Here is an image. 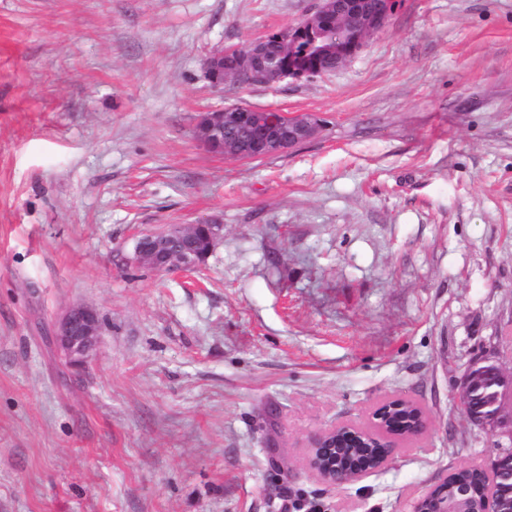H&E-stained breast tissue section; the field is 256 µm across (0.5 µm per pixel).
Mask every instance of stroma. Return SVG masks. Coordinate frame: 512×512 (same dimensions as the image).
Returning a JSON list of instances; mask_svg holds the SVG:
<instances>
[{"label": "stroma", "mask_w": 512, "mask_h": 512, "mask_svg": "<svg viewBox=\"0 0 512 512\" xmlns=\"http://www.w3.org/2000/svg\"><path fill=\"white\" fill-rule=\"evenodd\" d=\"M318 0H0V512H411L495 440L452 396L512 370V0H396L334 72L212 86L214 50ZM232 106L318 134L241 161L194 137ZM213 220L194 273L133 236ZM104 322L71 367V306ZM403 397L428 427L366 479L311 435Z\"/></svg>", "instance_id": "1"}]
</instances>
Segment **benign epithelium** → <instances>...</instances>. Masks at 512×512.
<instances>
[{
  "instance_id": "1",
  "label": "benign epithelium",
  "mask_w": 512,
  "mask_h": 512,
  "mask_svg": "<svg viewBox=\"0 0 512 512\" xmlns=\"http://www.w3.org/2000/svg\"><path fill=\"white\" fill-rule=\"evenodd\" d=\"M321 7L297 26L322 27L330 31L343 25L349 36L336 43H326L317 52L346 63L374 34L387 24L392 0H320ZM284 39L276 41L277 53L263 37L244 49L235 50L234 76L248 84L275 85L284 79L309 77L322 73L287 67L280 59ZM220 49L203 62L205 77L216 87L224 86V55ZM317 123L308 116L289 118L278 112L233 106L214 109L199 115L194 136L211 153L237 159H260L284 153L311 139ZM224 225L213 222L177 225L156 233L140 235L134 245V260L157 271L193 270L202 264L222 237ZM102 332L97 312L84 306L69 308L61 319L54 339L73 366L83 364ZM484 389L480 407L469 405L473 391ZM456 400L461 412L472 423L512 443V372H506L488 359H472L457 387ZM408 403L403 398L381 401L373 411L369 427L340 424L313 434L307 443L306 464L322 482L341 487L366 478L385 468L393 452L404 442L420 436L427 428L424 408L413 403L414 419L394 423L393 413ZM499 451L489 468L470 467L481 479V512H512V448L497 443ZM458 497L448 499V475L443 474L417 498L412 512H473L468 490L461 488Z\"/></svg>"
}]
</instances>
